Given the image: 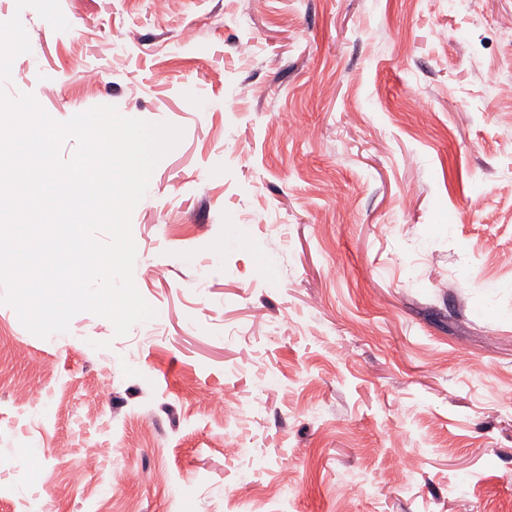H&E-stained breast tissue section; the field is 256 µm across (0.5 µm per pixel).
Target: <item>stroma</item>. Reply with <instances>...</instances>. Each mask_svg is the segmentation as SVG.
<instances>
[{
  "label": "stroma",
  "mask_w": 512,
  "mask_h": 512,
  "mask_svg": "<svg viewBox=\"0 0 512 512\" xmlns=\"http://www.w3.org/2000/svg\"><path fill=\"white\" fill-rule=\"evenodd\" d=\"M0 90L184 130L155 318L0 304V512H512V0H0Z\"/></svg>",
  "instance_id": "35a3bbf8"
}]
</instances>
